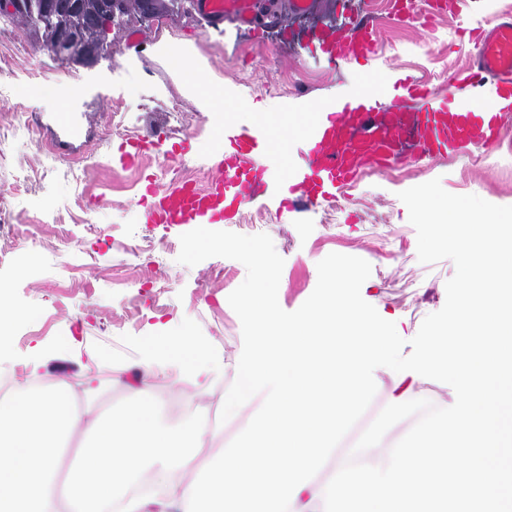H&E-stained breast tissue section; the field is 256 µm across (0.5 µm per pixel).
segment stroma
Segmentation results:
<instances>
[{"mask_svg":"<svg viewBox=\"0 0 512 512\" xmlns=\"http://www.w3.org/2000/svg\"><path fill=\"white\" fill-rule=\"evenodd\" d=\"M279 21L263 35L249 36L232 18L212 29L196 12H174L148 25L126 19L108 32V47L86 67L53 56H37L32 29L0 13V212L23 225L27 238L41 243L39 267L33 275L19 272L14 249L0 254V296L11 308L41 309L35 331L12 338L9 368L25 367L37 345L55 351L42 369L49 382H77L85 363L112 356L113 367L137 374L148 339L157 323L172 321L204 337L212 359L232 366L242 347L241 323L228 303L229 294L246 278L236 260L211 257L189 267L178 263L181 229L171 231L142 222L138 203L144 179L164 184L165 150L144 156L133 168L122 167L113 123L129 127V138L165 127L171 141H189L184 161L191 178L206 184L208 161L224 142L216 113L207 111L197 90L174 63L175 55L193 54L211 90L230 89L233 118L246 124L263 114L279 146H287L295 119L286 106L294 90L307 99L330 105L355 93L350 79L303 56L300 38L310 28L343 21L359 12L363 0H315L311 13L290 12L288 0H276ZM379 33L377 73L400 70L426 80L440 95L448 92V75L461 67L473 45L460 37L459 21L419 17L394 24L385 4L374 13ZM77 89L75 106L82 127L79 138L64 135L58 121L69 109L64 88ZM27 109L23 122L39 127L40 145L9 135L7 112L16 100ZM440 179L456 195L474 194L512 206V121L500 143L466 155L408 157L386 167L363 169L339 206H322L300 223L284 224L273 215L245 211L232 232L268 234L284 259L278 302L297 310L318 280L317 264L339 253L366 260L371 274L361 296L380 316L392 321L403 339H412L425 317L446 301V283L455 274L452 260L421 263L417 233L398 194ZM165 243L151 262L131 255L140 241ZM376 395L357 424L336 448L345 457L367 426L386 406L424 398L446 408L456 400L453 388L415 372L393 379L388 368L374 372Z\"/></svg>","mask_w":512,"mask_h":512,"instance_id":"obj_1","label":"stroma"}]
</instances>
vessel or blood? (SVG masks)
<instances>
[{
	"instance_id": "b4317fda",
	"label": "vessel or blood",
	"mask_w": 512,
	"mask_h": 512,
	"mask_svg": "<svg viewBox=\"0 0 512 512\" xmlns=\"http://www.w3.org/2000/svg\"><path fill=\"white\" fill-rule=\"evenodd\" d=\"M475 0H426V12L437 17L469 15ZM262 0H193L197 13L211 25L233 17L241 28L256 31L273 17ZM475 52L439 96L412 77L393 74L388 88L375 82L377 28L361 13L340 29L311 32L307 55L328 67L353 70L368 91L358 101H336L309 112L301 96L288 100L292 115L304 120L291 154L274 142L265 119L249 126L225 119L219 130L224 149L214 158L213 175L204 186L147 184L141 198L143 221L163 229L236 223L247 208H261L284 223L302 213L335 203L367 166H383L403 153L434 157L489 147L512 119V14L496 16L491 28L476 27ZM156 128L122 154L131 165L162 143Z\"/></svg>"
}]
</instances>
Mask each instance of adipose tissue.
<instances>
[{"label": "adipose tissue", "mask_w": 512, "mask_h": 512, "mask_svg": "<svg viewBox=\"0 0 512 512\" xmlns=\"http://www.w3.org/2000/svg\"><path fill=\"white\" fill-rule=\"evenodd\" d=\"M464 250L462 290L449 328L434 330L419 359L462 391L448 419L427 423L413 441L383 449L355 472L337 464L328 481L327 446L365 387L370 353L393 337L370 332L346 297L331 296L296 324H282L270 303L271 257H261L259 286L242 296V316L256 328L249 360L233 369L214 363L197 337L166 332L125 384L120 415L81 409L67 384L26 387L0 399V512H482L499 506L504 481L496 462L512 457L504 427L512 420V214L472 216L460 208L444 219ZM176 399L219 397L224 416L244 418L243 434L213 459L202 448L222 426L185 417L177 430L157 418L155 384ZM267 401L250 413L252 394ZM80 454L66 483L61 458L72 440ZM160 485L128 496L144 477Z\"/></svg>", "instance_id": "1"}]
</instances>
